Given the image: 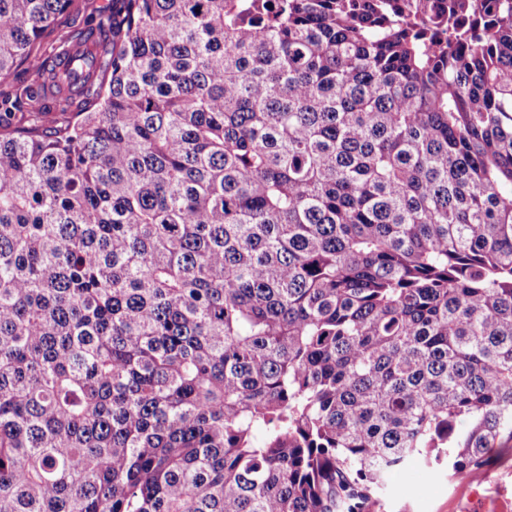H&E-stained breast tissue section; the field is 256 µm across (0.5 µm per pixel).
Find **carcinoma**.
Here are the masks:
<instances>
[{
    "label": "carcinoma",
    "mask_w": 512,
    "mask_h": 512,
    "mask_svg": "<svg viewBox=\"0 0 512 512\" xmlns=\"http://www.w3.org/2000/svg\"><path fill=\"white\" fill-rule=\"evenodd\" d=\"M0 0V512H378L512 439V0ZM104 0H73L71 7L60 15L54 24V35L39 46L42 53H50L62 37L72 34L85 26L90 14L103 9Z\"/></svg>",
    "instance_id": "obj_1"
}]
</instances>
